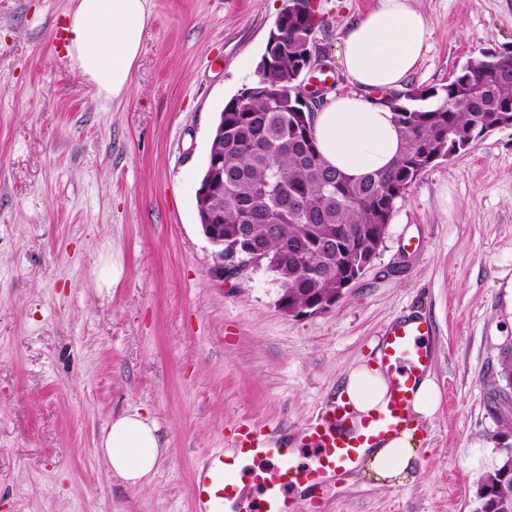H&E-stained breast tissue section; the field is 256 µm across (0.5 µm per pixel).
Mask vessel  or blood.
Returning <instances> with one entry per match:
<instances>
[{
  "instance_id": "obj_1",
  "label": "vessel or blood",
  "mask_w": 512,
  "mask_h": 512,
  "mask_svg": "<svg viewBox=\"0 0 512 512\" xmlns=\"http://www.w3.org/2000/svg\"><path fill=\"white\" fill-rule=\"evenodd\" d=\"M430 334L427 319L415 312L384 327L379 353L390 382L385 408L352 422L339 405L330 404L325 416L307 421L302 429L316 451L306 466L295 465L296 446L288 435L268 433L253 420L240 422L226 447L208 452L196 468L194 512H224L230 504L239 512H299L293 496L298 486H306L315 498L330 481L352 474L366 449L409 426L408 400L429 368ZM245 481L257 489V498L244 497Z\"/></svg>"
}]
</instances>
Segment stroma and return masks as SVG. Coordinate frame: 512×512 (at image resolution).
Listing matches in <instances>:
<instances>
[{
	"label": "stroma",
	"mask_w": 512,
	"mask_h": 512,
	"mask_svg": "<svg viewBox=\"0 0 512 512\" xmlns=\"http://www.w3.org/2000/svg\"><path fill=\"white\" fill-rule=\"evenodd\" d=\"M428 48L406 85L512 48V0H417ZM373 0H318L337 88L347 25ZM74 0H0V512H192L194 471L242 418L300 435L408 310L432 325L440 391L406 485L363 475L301 512H474L498 458L491 374L512 346V125L422 173L372 268L329 312L283 314L266 269L219 281L196 192L225 103L257 79L286 0H149L131 81L96 96L63 52ZM119 252L124 275L96 285ZM165 443L148 485L98 442L126 411Z\"/></svg>",
	"instance_id": "35a3bbf8"
}]
</instances>
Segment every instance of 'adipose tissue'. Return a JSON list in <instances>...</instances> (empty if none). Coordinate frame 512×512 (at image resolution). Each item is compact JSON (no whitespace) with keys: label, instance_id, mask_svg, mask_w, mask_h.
Listing matches in <instances>:
<instances>
[{"label":"adipose tissue","instance_id":"adipose-tissue-1","mask_svg":"<svg viewBox=\"0 0 512 512\" xmlns=\"http://www.w3.org/2000/svg\"><path fill=\"white\" fill-rule=\"evenodd\" d=\"M148 19V0H76L67 15V54L98 94L115 98L127 88ZM429 35L427 17L412 0H376L348 24L338 52L347 86L314 117L316 146L327 165L352 178L392 165L402 136L392 110L370 93L402 89ZM388 389L386 372L366 358L348 372L338 399L364 414L385 406ZM99 448L132 486L149 482L161 456L156 424L137 411L114 417ZM420 460L415 435L403 431L368 449L359 467L374 483L397 487L410 480Z\"/></svg>","mask_w":512,"mask_h":512}]
</instances>
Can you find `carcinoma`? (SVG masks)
Instances as JSON below:
<instances>
[{
    "label": "carcinoma",
    "instance_id": "carcinoma-1",
    "mask_svg": "<svg viewBox=\"0 0 512 512\" xmlns=\"http://www.w3.org/2000/svg\"><path fill=\"white\" fill-rule=\"evenodd\" d=\"M315 28L306 0H287L263 57L272 61L262 82L224 105V250L251 262L249 246L264 249L267 270L302 309L330 295L346 277L376 258L397 199L436 157L468 144L455 131L483 128L512 107V51L470 57L446 85L401 92L393 106L404 149L391 167L354 180L321 159L311 116L296 101L294 77ZM500 402L494 415L512 423V347L501 349L492 373ZM503 462L481 481L475 512H512V473Z\"/></svg>",
    "mask_w": 512,
    "mask_h": 512
}]
</instances>
